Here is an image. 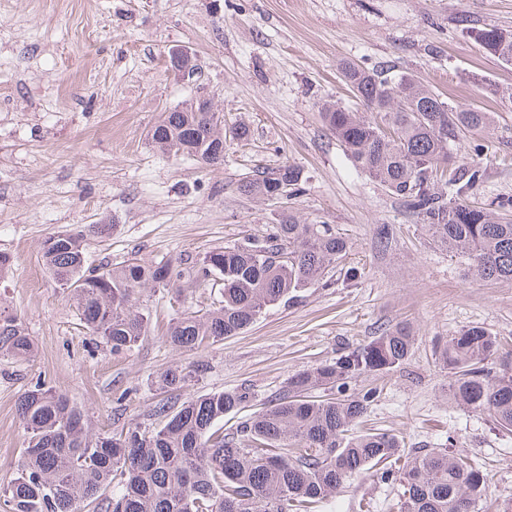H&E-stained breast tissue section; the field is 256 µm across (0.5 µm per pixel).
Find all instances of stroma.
Returning <instances> with one entry per match:
<instances>
[{"mask_svg":"<svg viewBox=\"0 0 512 512\" xmlns=\"http://www.w3.org/2000/svg\"><path fill=\"white\" fill-rule=\"evenodd\" d=\"M512 31V0H0V252L12 272L0 309L20 317L37 345L31 360L0 358V487L16 475L24 433L17 403L44 382L83 410L97 433L149 423L168 366L207 364L183 397L250 386L258 408L297 373L338 357L400 324L415 336L406 364L366 376L378 386L369 427L398 436L406 452L452 440L490 476L482 512L512 501V434L454 406L437 344L470 326L512 338V281L480 280L437 245L403 203L356 169L325 126L320 107H361L343 70L381 64L463 107L493 113L479 137H463L455 163L477 162L475 205L512 200V106L489 94L512 85V65L486 55L474 28ZM196 59L174 73L171 50ZM213 94L224 128V161L209 166L165 154L149 138L163 112ZM298 167L303 190L290 202L307 223L331 224L351 247L326 288L269 306L243 334L203 351L168 346L162 333L198 296L221 283L145 296L148 336L115 354L83 328L44 269L41 242L58 231L109 222L89 263L173 259L189 268L212 249L269 232L279 203L241 195L263 170ZM399 486L368 476L320 512H395Z\"/></svg>","mask_w":512,"mask_h":512,"instance_id":"35a3bbf8","label":"stroma"}]
</instances>
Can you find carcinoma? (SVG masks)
Returning a JSON list of instances; mask_svg holds the SVG:
<instances>
[{"instance_id":"obj_1","label":"carcinoma","mask_w":512,"mask_h":512,"mask_svg":"<svg viewBox=\"0 0 512 512\" xmlns=\"http://www.w3.org/2000/svg\"><path fill=\"white\" fill-rule=\"evenodd\" d=\"M471 36L485 53L512 64V32L492 26ZM343 76L364 111L333 103L321 116L356 167L397 196L474 276L512 281V218L469 201L481 167H454L450 153L459 137L489 127L491 113L453 105L387 65L350 66ZM150 139L205 165L224 161L215 111L166 112ZM301 190V170L292 165L239 185L240 193L267 200ZM109 230L92 224L58 232L42 241L40 253L45 270L70 290L83 326L114 353L132 350L148 334L150 313L140 299L187 275L223 283L217 304L179 314L165 332L169 346L195 352L246 331L270 305L327 287V268L349 250L330 225L309 224L285 207L262 239L215 248L190 269L135 258L92 268L89 240ZM413 344L406 326L389 329L332 364L297 374L278 397L227 429L224 418L248 407L252 393L240 386L179 401V391L205 371L202 364L163 371L158 385L168 397L154 406L153 423L112 435L90 433L80 408L37 382L18 402L25 446L18 476L0 491L3 505L7 512H316L347 482L384 463L381 477L401 487L398 512H479L488 488L481 467L446 447L406 457L395 435L360 428L382 389L350 385L400 366ZM501 346L499 337L471 326L448 337L437 360L454 403L512 434V370L494 367ZM35 350L23 322L0 311V356L26 361Z\"/></svg>"}]
</instances>
